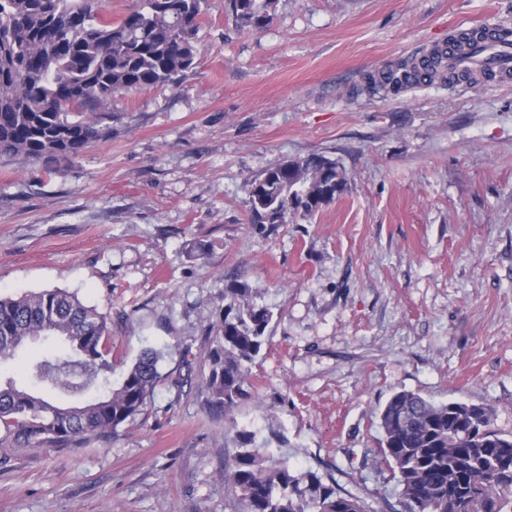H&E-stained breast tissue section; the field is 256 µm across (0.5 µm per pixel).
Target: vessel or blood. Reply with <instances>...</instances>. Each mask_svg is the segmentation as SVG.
Masks as SVG:
<instances>
[{
	"instance_id": "b4317fda",
	"label": "vessel or blood",
	"mask_w": 512,
	"mask_h": 512,
	"mask_svg": "<svg viewBox=\"0 0 512 512\" xmlns=\"http://www.w3.org/2000/svg\"><path fill=\"white\" fill-rule=\"evenodd\" d=\"M436 68L447 77L471 74L479 81H512V27L482 23L465 29L453 28L447 43L430 50Z\"/></svg>"
}]
</instances>
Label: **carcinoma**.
<instances>
[{"instance_id": "carcinoma-1", "label": "carcinoma", "mask_w": 512, "mask_h": 512, "mask_svg": "<svg viewBox=\"0 0 512 512\" xmlns=\"http://www.w3.org/2000/svg\"><path fill=\"white\" fill-rule=\"evenodd\" d=\"M112 18L106 0H0V155L28 162L74 159L107 136L94 114L116 94L178 87L202 52L199 31L208 0H142ZM277 0H229L237 26L264 30ZM405 61L365 90L408 87ZM320 156L277 164L247 184L250 221L285 224L288 215L318 211L345 185ZM224 316L209 328L204 391L224 413L253 399L247 378L266 340L272 313L251 288H224ZM111 317L61 289L0 297V361L29 344L62 340L23 363L24 381L0 380V431L21 448L75 447L108 439L147 406L161 380L160 353L145 350L112 385ZM467 404L436 403L398 391L379 413L377 465L400 487V512H512V435L499 431L490 409L474 421ZM237 452L224 468V489L236 512H371L333 478L296 474L271 445L235 428Z\"/></svg>"}]
</instances>
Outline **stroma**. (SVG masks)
Returning a JSON list of instances; mask_svg holds the SVG:
<instances>
[{"mask_svg": "<svg viewBox=\"0 0 512 512\" xmlns=\"http://www.w3.org/2000/svg\"><path fill=\"white\" fill-rule=\"evenodd\" d=\"M512 21V0H278L266 29L209 0L177 88L113 97L109 137L52 166L0 156V295L62 289L109 313L112 382L163 350L144 411L110 442H0V512H234L233 426L281 432L295 471L371 512L397 391L491 407L512 433V83L369 94L368 75ZM313 154L346 185L318 212L253 224L248 181ZM239 281L273 319L248 385L206 401L203 336ZM192 359H185V352Z\"/></svg>", "mask_w": 512, "mask_h": 512, "instance_id": "1", "label": "stroma"}]
</instances>
